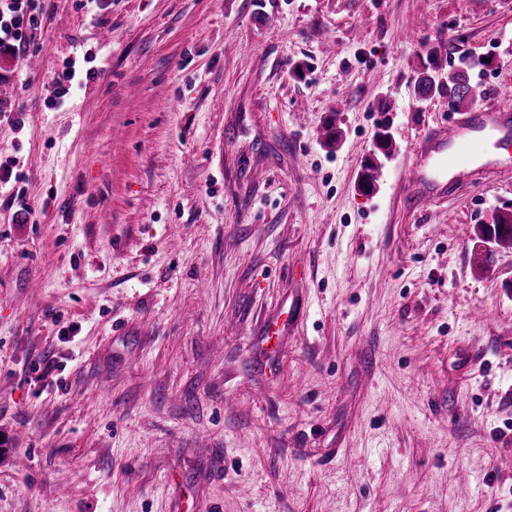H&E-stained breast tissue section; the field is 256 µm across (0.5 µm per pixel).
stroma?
<instances>
[{
  "mask_svg": "<svg viewBox=\"0 0 512 512\" xmlns=\"http://www.w3.org/2000/svg\"><path fill=\"white\" fill-rule=\"evenodd\" d=\"M37 6L0 68V512H512V245L475 235L512 186L491 146L402 183L450 113L425 68L512 87V0Z\"/></svg>",
  "mask_w": 512,
  "mask_h": 512,
  "instance_id": "stroma-1",
  "label": "stroma"
}]
</instances>
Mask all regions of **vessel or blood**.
I'll use <instances>...</instances> for the list:
<instances>
[{
  "label": "vessel or blood",
  "mask_w": 512,
  "mask_h": 512,
  "mask_svg": "<svg viewBox=\"0 0 512 512\" xmlns=\"http://www.w3.org/2000/svg\"><path fill=\"white\" fill-rule=\"evenodd\" d=\"M495 110L476 109L424 134L417 142V162L404 174L413 195L433 200L442 192V180L457 167L460 155L474 156L484 149L483 132L512 133V90L502 89Z\"/></svg>",
  "instance_id": "b4317fda"
}]
</instances>
